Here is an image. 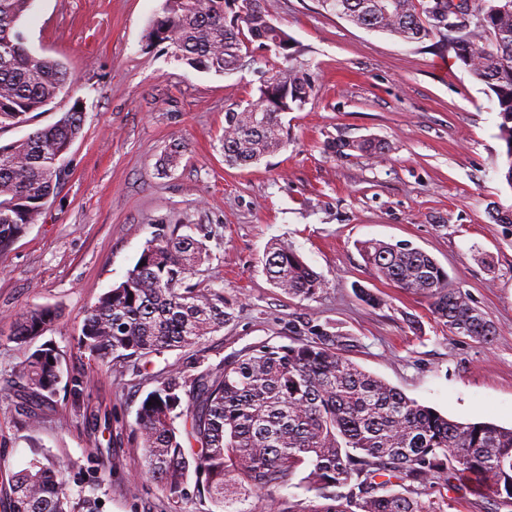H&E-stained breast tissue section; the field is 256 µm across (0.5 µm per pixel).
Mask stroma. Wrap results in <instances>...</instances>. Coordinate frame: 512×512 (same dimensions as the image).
I'll return each mask as SVG.
<instances>
[{"mask_svg":"<svg viewBox=\"0 0 512 512\" xmlns=\"http://www.w3.org/2000/svg\"><path fill=\"white\" fill-rule=\"evenodd\" d=\"M163 0H33L21 20L31 53L62 62L66 93L27 123L0 129V145L55 123L74 102L80 137L39 222L0 253V512L11 474L32 457L60 467L73 506L98 512H210L187 487L170 495L141 475L134 433L153 376L198 374L225 356L284 341L290 325L330 324L350 339L347 357L420 404L461 422L512 427V205L501 176L492 92L455 59L446 40L405 42L360 28L319 0H273L274 21L298 46L315 96L288 113L287 146L246 168L224 163V113L255 95L270 67L261 52L232 73L192 69L146 40ZM372 138L384 154L326 152L327 142ZM175 167L162 168L169 153ZM204 239L198 280L223 287L233 320L193 347L156 358L152 377L102 365L78 345L98 297L124 280L157 227ZM406 241L447 271L494 325L492 342L448 331L428 298L372 274L360 242ZM290 245L326 281L312 300L269 281L270 243ZM380 299L371 306L360 290ZM36 306L60 317L44 342L62 375L40 427L22 428L10 382L23 352L16 317ZM81 396H74V387ZM425 499L442 512H512L491 493L443 485Z\"/></svg>","mask_w":512,"mask_h":512,"instance_id":"stroma-1","label":"stroma"}]
</instances>
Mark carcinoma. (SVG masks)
<instances>
[{"instance_id":"obj_1","label":"carcinoma","mask_w":512,"mask_h":512,"mask_svg":"<svg viewBox=\"0 0 512 512\" xmlns=\"http://www.w3.org/2000/svg\"><path fill=\"white\" fill-rule=\"evenodd\" d=\"M227 0H163L147 38L173 48L194 69L226 74L243 67L250 46L281 63L267 70L255 98L224 112V163L245 168L281 150L286 114L315 95L309 69L294 63L296 41L270 22V0H240L245 18L224 16ZM355 25L406 42L447 40L454 57L494 94L502 175L512 188V0H321ZM31 0H0V128L27 121L59 95L68 80L60 62L35 57L20 20ZM76 101L54 124L0 146V251L38 222L63 179L58 163L83 128ZM341 154H381L371 139L331 142ZM374 275L431 301L454 334L489 343L495 328L426 252L408 243L360 245ZM203 240L157 229L124 281L91 307L80 347L102 363L117 361L137 375L153 359L193 346L232 319L224 289L190 280L209 260ZM264 268L283 293L313 299L322 275L285 243L267 248ZM59 317L32 307L15 319L13 342L25 349L11 384L28 399L19 423L38 427L56 394L61 359L56 348L30 344ZM288 344L263 342L196 375L155 376L137 413L144 450L142 476L172 494L195 476L213 512H259L260 499L302 475L317 503L282 512H437L419 491L439 482L485 490L512 503V429L463 423L408 398L363 371L345 352L348 337L324 324L305 325ZM182 426H176V420ZM58 471L32 457L9 481L8 512H71ZM398 485L400 491L391 487Z\"/></svg>"}]
</instances>
